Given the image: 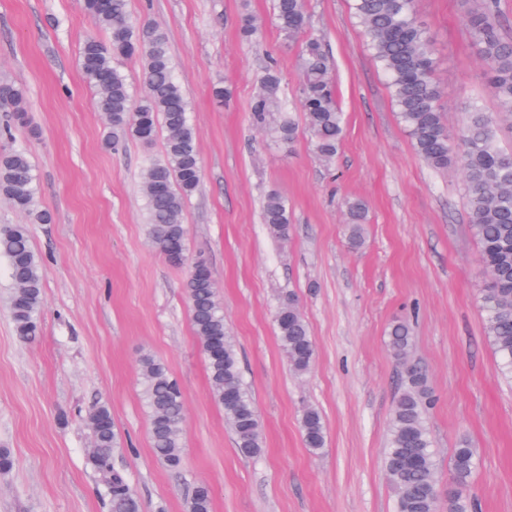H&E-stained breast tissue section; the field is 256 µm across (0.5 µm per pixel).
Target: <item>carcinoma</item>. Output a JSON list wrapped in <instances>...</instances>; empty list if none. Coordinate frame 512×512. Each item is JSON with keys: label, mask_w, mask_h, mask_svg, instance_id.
<instances>
[{"label": "carcinoma", "mask_w": 512, "mask_h": 512, "mask_svg": "<svg viewBox=\"0 0 512 512\" xmlns=\"http://www.w3.org/2000/svg\"><path fill=\"white\" fill-rule=\"evenodd\" d=\"M464 14L472 43L488 65L487 82L500 114L512 119V41L497 32L493 17L498 0H470ZM81 9L106 33L87 37L79 52L80 69L95 92L99 111L111 128L105 143L116 150L125 140L151 146L163 138L160 156L150 157L143 168L146 223L155 248L170 261L184 257L186 203L201 181L198 134L191 124L189 105L174 75L166 33L149 23L137 24L129 16V0H81ZM356 18L364 28L374 59L388 78L398 116L408 131L416 153L427 164L443 170L456 165L469 190L470 231L481 248L488 274L481 290L485 335L498 361L502 377L512 380V153L495 143L496 120L476 105L457 134L462 149L451 151L450 135L434 79L435 61L427 27L419 19L416 0H353ZM273 19L290 39L303 38V112L314 137L317 153L330 160L343 133L339 112L327 79L326 54L321 39L310 33L306 0H273ZM140 62L142 93L133 97L119 61ZM263 91L254 98L251 112L260 125L271 127L283 144L294 141L298 129L293 113L279 105L280 77L276 67L266 69ZM25 92L0 84V111L24 112ZM0 195L39 223L51 216L35 209V175L27 152L8 148L0 152ZM263 223L272 237L288 239V208L271 193L262 210ZM349 240L363 243L366 205L349 204ZM0 258L8 265L12 281L9 308L17 336L32 340L41 331L43 267L34 252L27 225H0ZM186 291L191 323L206 360L210 392L223 407L224 419L245 456L262 449L259 417L245 389L238 353L227 336L224 311L217 301L211 273L188 272ZM277 337L298 374L309 371L315 349L309 327L291 297L275 315ZM389 350L400 365L398 393L389 424L385 470L397 493L395 512H439L437 463L426 425L431 392L426 373L409 361L411 328L396 320L389 329ZM143 402L150 418L155 455L172 471L183 465L182 424L184 403L178 383L165 366L142 359ZM93 437L91 460L101 475L111 512H141L125 476L112 469V453L120 444L112 412L106 405L93 407L86 418ZM303 443L313 454L325 447L322 416L307 408L301 416ZM475 469V454L464 441L451 459L452 487L448 512H473L471 498L463 493ZM212 495L205 484L194 486L187 512H211Z\"/></svg>", "instance_id": "obj_1"}]
</instances>
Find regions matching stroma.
I'll list each match as a JSON object with an SVG mask.
<instances>
[{
	"label": "stroma",
	"mask_w": 512,
	"mask_h": 512,
	"mask_svg": "<svg viewBox=\"0 0 512 512\" xmlns=\"http://www.w3.org/2000/svg\"><path fill=\"white\" fill-rule=\"evenodd\" d=\"M131 18L168 35L176 76L198 133L201 183L183 221L184 262L167 260L145 224L142 170L160 154L131 140L104 143L105 123L85 83L78 51L98 28L79 0H0V81L26 94L24 122L0 112L11 146L34 164L36 200L51 223L31 222L0 198V224H26L43 262V330L16 336L12 283L0 259V512H108L90 462L86 415L105 404L119 432L115 468L142 512H186L196 484L212 491V512H394L385 470L400 366L387 346L390 323L407 319L413 363L433 395L427 426L447 490L460 441L475 453L467 492L476 512H512V384L496 373L485 337L486 273L472 236L468 187L458 168L437 171L416 153L387 79L350 0H307L311 30L326 51L344 115L332 163L299 126L282 144L251 112L269 61L279 97L301 112L302 40L272 21V0H130ZM434 50L440 106L450 132L471 104L496 113L485 62L463 23V0H417ZM257 39L241 34L245 17ZM228 91L220 103L214 88ZM287 203L288 240L269 235V193ZM364 200L365 245L345 237L348 201ZM204 257L224 323L256 407L263 447L243 456L210 394L183 283ZM292 296L315 348L295 374L274 315ZM162 362L178 382L185 416L181 470L151 446L140 360ZM319 410L326 444L305 448L300 418Z\"/></svg>",
	"instance_id": "35a3bbf8"
}]
</instances>
